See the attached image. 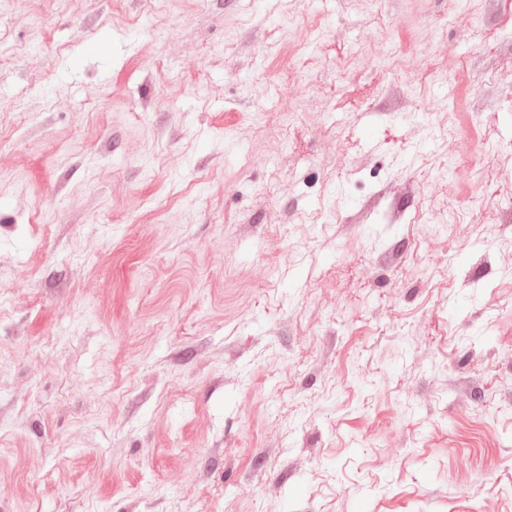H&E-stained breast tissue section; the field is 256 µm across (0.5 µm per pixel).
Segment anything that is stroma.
<instances>
[{"label":"stroma","mask_w":512,"mask_h":512,"mask_svg":"<svg viewBox=\"0 0 512 512\" xmlns=\"http://www.w3.org/2000/svg\"><path fill=\"white\" fill-rule=\"evenodd\" d=\"M0 22V512H512V0Z\"/></svg>","instance_id":"obj_1"}]
</instances>
